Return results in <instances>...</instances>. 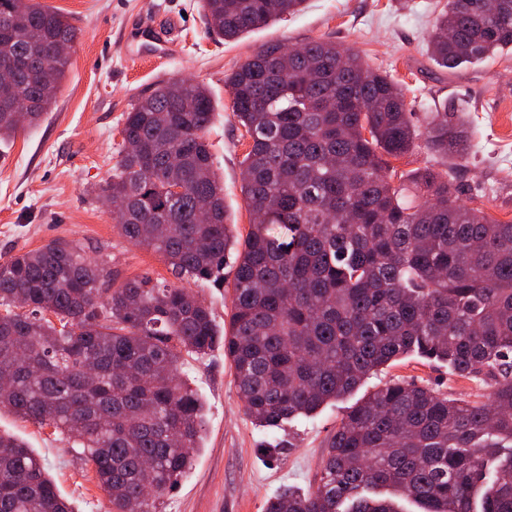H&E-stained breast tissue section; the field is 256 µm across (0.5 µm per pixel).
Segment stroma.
I'll use <instances>...</instances> for the list:
<instances>
[{
    "instance_id": "35a3bbf8",
    "label": "stroma",
    "mask_w": 512,
    "mask_h": 512,
    "mask_svg": "<svg viewBox=\"0 0 512 512\" xmlns=\"http://www.w3.org/2000/svg\"><path fill=\"white\" fill-rule=\"evenodd\" d=\"M41 2L70 17L79 36L50 110L0 144V257L61 238L91 253L105 249L116 282L145 273L174 282L159 255L121 236L100 202V187L118 160L125 112L155 83L171 78H194L215 100L207 138L224 182V203L238 233L246 234L252 217L240 192L239 162L248 139L231 111L224 76L269 42L330 39L355 49L370 67L404 85L416 125H424L430 112L464 109L471 143L467 155L454 161L458 195L495 219L512 221V50L455 71L439 68L427 42L446 0H306L299 14L236 42L209 30L199 0ZM146 19L166 32L165 53L126 45V27ZM232 268L225 262L222 279L195 286L220 327L231 314ZM182 372L205 401V431L192 470L164 498L162 512H263L267 499L283 489L315 485L323 448L340 418L390 380L428 384L456 398L479 386L454 380L445 365L411 356L271 436L245 415L223 349L184 358ZM0 431L18 436L41 457L76 512H110L107 493L53 427L4 409Z\"/></svg>"
}]
</instances>
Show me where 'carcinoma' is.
<instances>
[{
  "label": "carcinoma",
  "instance_id": "carcinoma-1",
  "mask_svg": "<svg viewBox=\"0 0 512 512\" xmlns=\"http://www.w3.org/2000/svg\"><path fill=\"white\" fill-rule=\"evenodd\" d=\"M448 0L430 36L445 69L512 49V0ZM305 0H200L209 27L234 41L304 9ZM70 19L39 0H0V140L42 119L65 76ZM248 136L241 192L253 215L235 234L213 168L208 90L158 82L126 112L119 161L103 191L126 202L122 235L159 254L181 281L204 282L235 254L229 327L184 285L149 275L114 286L110 261L74 241L0 260V409L73 439L111 512H160L191 469L204 403L184 356L217 347L234 367L244 413L273 429L310 416L412 353L482 376L473 400L403 379L356 404L324 449L316 486L269 499L264 512H512V221L460 202L450 171L393 182L389 159L425 138L441 158L468 141L456 109L412 122L402 86L332 41L295 52L261 46L224 76ZM23 114L24 121L16 119ZM180 160L184 193L169 189ZM26 306L16 304L17 296ZM97 371L93 385L84 369ZM154 462L155 493L141 490ZM0 512H75L34 451L0 433Z\"/></svg>",
  "mask_w": 512,
  "mask_h": 512
}]
</instances>
